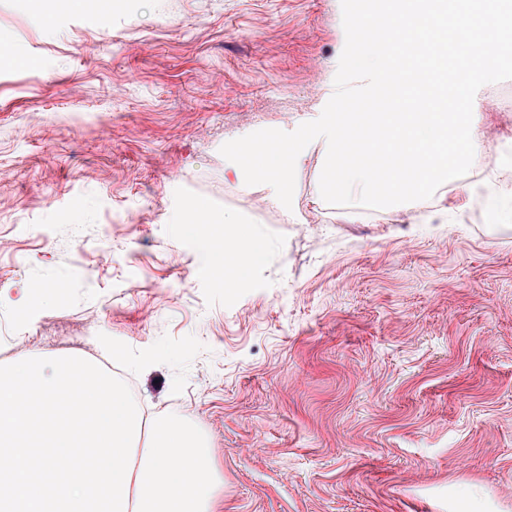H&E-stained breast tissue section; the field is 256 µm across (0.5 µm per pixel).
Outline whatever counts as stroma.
I'll return each mask as SVG.
<instances>
[{
  "label": "stroma",
  "instance_id": "35a3bbf8",
  "mask_svg": "<svg viewBox=\"0 0 512 512\" xmlns=\"http://www.w3.org/2000/svg\"><path fill=\"white\" fill-rule=\"evenodd\" d=\"M96 2L0 0L28 59H0V361L117 354L143 410L204 434L212 512H512V226L482 202L512 186L499 115H478L477 180L360 222L321 198L316 139L286 216L220 148L319 117L340 0ZM197 198L261 241L238 287L177 231ZM38 286L59 295L18 320Z\"/></svg>",
  "mask_w": 512,
  "mask_h": 512
}]
</instances>
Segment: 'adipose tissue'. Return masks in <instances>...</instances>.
<instances>
[{"mask_svg":"<svg viewBox=\"0 0 512 512\" xmlns=\"http://www.w3.org/2000/svg\"><path fill=\"white\" fill-rule=\"evenodd\" d=\"M210 205L202 199L193 200L188 216L181 224L187 235H196L202 226H209V257L206 265L214 279L231 288L244 280L259 258V244L254 237L212 223Z\"/></svg>","mask_w":512,"mask_h":512,"instance_id":"ef3b65f1","label":"adipose tissue"}]
</instances>
